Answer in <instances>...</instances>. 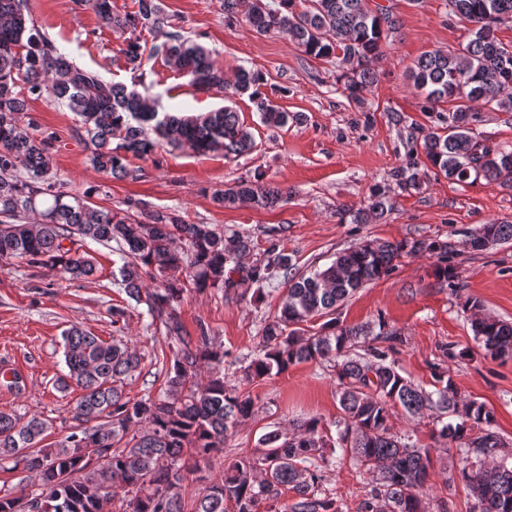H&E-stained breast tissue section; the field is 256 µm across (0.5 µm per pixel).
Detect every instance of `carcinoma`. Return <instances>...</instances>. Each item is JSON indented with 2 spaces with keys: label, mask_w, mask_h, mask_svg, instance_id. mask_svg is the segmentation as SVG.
<instances>
[{
  "label": "carcinoma",
  "mask_w": 512,
  "mask_h": 512,
  "mask_svg": "<svg viewBox=\"0 0 512 512\" xmlns=\"http://www.w3.org/2000/svg\"><path fill=\"white\" fill-rule=\"evenodd\" d=\"M27 0H0V260L19 258L33 267L57 271L66 280L95 273L92 261L64 242L90 238L116 244L122 264L118 274L125 293L144 304L171 352L166 391L138 399L125 395L119 383L135 376L141 357L128 344L106 342L72 326L62 336L68 373L63 388L81 390L73 409L75 430L58 443H41L49 423L37 416L25 421L0 412V465L21 466L37 482L0 495V512H103L105 502L121 497L123 512H183L182 485L195 472L191 458L224 452L233 430L252 418L258 407L242 383L278 376L296 364L326 361L339 381L338 437L322 421L310 418L288 431L279 426L259 438V449L224 468L198 496L194 512H258L273 508L286 491L294 493L281 512H337L336 500L318 493L324 468L350 457L374 474L360 512H424L420 493L427 486L430 449L393 432L398 410L415 418L430 411L445 422L437 442L456 443L462 452L461 476L476 499L474 512H512V465L496 460L505 447L493 430V414L466 399L452 380L437 375L442 388L427 392L405 378L388 352L400 338L393 332L369 335L365 326H348L334 317L358 288L392 272L405 254L428 251L438 257L436 273L445 281L457 277L448 243L366 240L336 255L311 275L296 272L293 255L269 241L252 265L242 260L255 248L249 235L228 233L214 224H193L178 210L106 209L92 202L94 188L81 197L60 190L53 173V138L30 132L24 121L27 102H56L78 117V133L90 149V161L104 175L123 178L132 158H147L168 146L200 153L224 152L241 157L255 147L254 134L230 106L209 112H160L148 89L108 81L98 72L68 60L52 40L28 26ZM103 25L130 33L121 49L129 70L139 71L145 56L162 57L190 77L202 91L224 90L223 68L209 50L177 31L148 43L142 31L161 29L156 0H137V10L119 15L112 0H86ZM371 0H224V14L243 16L253 32L288 35L303 52L336 67V83L357 106L377 82L373 63L382 42L397 29L388 9ZM446 15L469 23L471 38L460 52L432 50L410 69L420 92V111L435 113L433 129H419L415 140L425 163L457 184L512 189V147L491 149L476 135L481 122L476 106L512 110V45L497 36L512 26V0H445ZM260 73L240 69L232 88L248 95L266 127L299 123L301 114L280 109L262 91ZM451 100L443 113L438 104ZM419 158L391 173L403 190L419 187ZM221 208L250 203L272 209L288 201V191L256 171L212 192ZM391 209L386 186L374 184L367 204L340 207V221L369 224ZM495 244L512 241V224L492 221L480 227ZM183 271L184 276L174 273ZM163 277L162 287L146 281ZM279 282L285 286L277 312L263 322L261 348L224 367V346L204 326L191 338L180 302L185 292L240 288L262 294ZM476 311L474 336L489 354L512 358V322ZM329 317L320 330L302 325ZM106 459L102 467L91 456Z\"/></svg>",
  "instance_id": "carcinoma-1"
}]
</instances>
